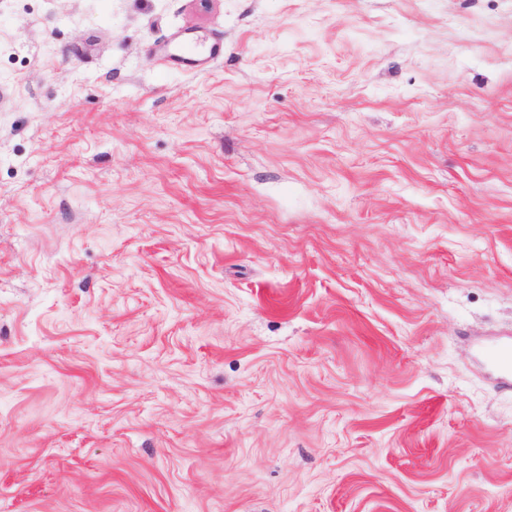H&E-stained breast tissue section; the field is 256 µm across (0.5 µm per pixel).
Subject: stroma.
<instances>
[{
  "instance_id": "obj_1",
  "label": "stroma",
  "mask_w": 512,
  "mask_h": 512,
  "mask_svg": "<svg viewBox=\"0 0 512 512\" xmlns=\"http://www.w3.org/2000/svg\"><path fill=\"white\" fill-rule=\"evenodd\" d=\"M510 338L512 0H0V512H512ZM220 54L221 50L215 44H210L202 53L196 52V54L182 56L181 60L186 70L203 71L209 68Z\"/></svg>"
}]
</instances>
